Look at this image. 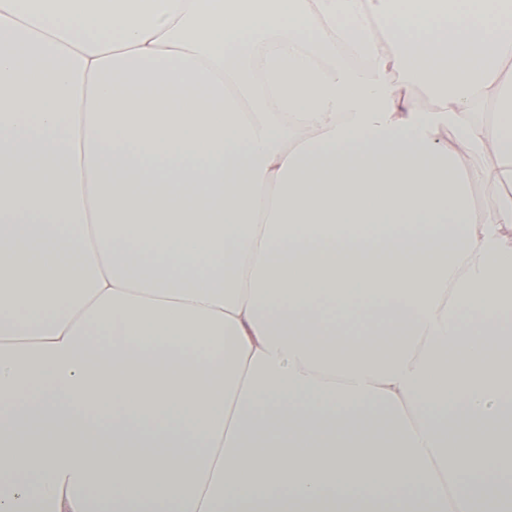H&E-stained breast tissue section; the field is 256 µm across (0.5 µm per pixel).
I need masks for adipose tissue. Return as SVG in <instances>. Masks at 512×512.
I'll list each match as a JSON object with an SVG mask.
<instances>
[{
  "instance_id": "adipose-tissue-1",
  "label": "adipose tissue",
  "mask_w": 512,
  "mask_h": 512,
  "mask_svg": "<svg viewBox=\"0 0 512 512\" xmlns=\"http://www.w3.org/2000/svg\"><path fill=\"white\" fill-rule=\"evenodd\" d=\"M0 512H512V0H0ZM465 162L472 178L474 195L485 216L491 213L494 208V158L490 155H484L467 158Z\"/></svg>"
}]
</instances>
